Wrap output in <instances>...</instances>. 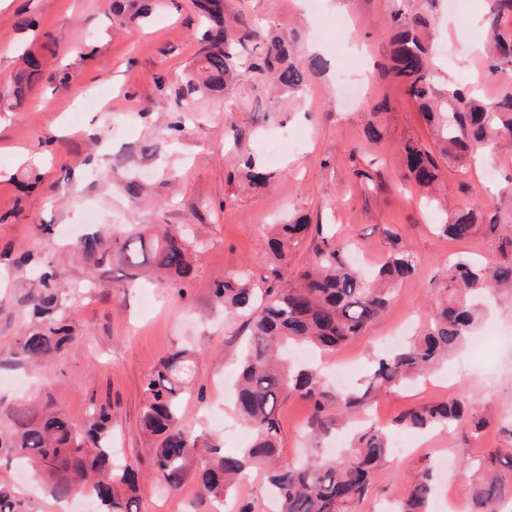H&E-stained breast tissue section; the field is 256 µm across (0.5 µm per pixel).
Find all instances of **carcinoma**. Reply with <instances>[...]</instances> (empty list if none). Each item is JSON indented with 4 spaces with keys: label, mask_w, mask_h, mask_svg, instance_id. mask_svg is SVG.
Listing matches in <instances>:
<instances>
[{
    "label": "carcinoma",
    "mask_w": 512,
    "mask_h": 512,
    "mask_svg": "<svg viewBox=\"0 0 512 512\" xmlns=\"http://www.w3.org/2000/svg\"><path fill=\"white\" fill-rule=\"evenodd\" d=\"M197 7L207 26L200 32L202 52L186 74L187 85L196 93L223 96L246 71L265 78L275 92H298L326 69L319 55L303 62L295 59L288 35L279 32L264 35L260 51L244 56V38L224 20V0H198ZM152 10L153 0H113L112 15L121 27L127 15L147 18ZM389 25L392 49L387 70L435 132L436 149L409 139L399 144L398 151L405 177L437 205L442 186L438 159L469 160L498 137L511 136L512 92L489 102L459 89L438 98L429 72L430 15L420 7L396 10ZM492 30L486 58L489 73L494 74L512 65V34L499 32L495 19ZM22 61L10 91L0 96L1 112L22 109L41 78L36 53L24 52ZM499 227L493 219L482 224L472 210L449 213L435 225L439 235L454 240H468L483 228L494 232ZM309 229L304 216L273 225L267 287H253L248 274L237 270L225 274L213 289L225 318L241 321L247 332L235 399L236 412L252 436L247 447L226 453L184 423L180 407L195 371L196 350L178 347L143 376L141 428L153 441L150 474L166 490H177L193 472L202 497L218 502L250 469L262 467L266 494L279 502V512H358L390 455L388 428L372 422L357 429L338 457H327L315 448L302 464H281L280 401L292 395L304 401L310 429L323 439L355 409L447 362L478 329L489 298L512 297V259L484 265L469 257L456 258L431 298V311L419 333L403 348L378 357L358 389L341 391L327 384L314 366L291 368L288 347L335 351L362 337L391 305L397 288L416 274V261L402 235L392 232L384 262L363 271L349 262L345 242L328 235L315 244L309 264L290 272V254ZM191 248L182 228L161 224L151 237L141 231L123 237L93 235L83 241L81 253L94 267L101 266L108 254L115 255L129 269L131 282L152 270L162 284L176 287L182 298L191 270ZM24 304L34 322L17 336L13 356L20 364L43 367L67 353L75 338L69 290L62 287L57 271L48 267ZM490 419L485 410L452 397L409 408L396 424L416 432L465 428L477 438ZM111 425L110 406L93 408L81 424L49 406L37 417L19 412L10 425L0 427V457L39 474L59 502L85 492L96 499L98 512H134L139 464L114 462ZM464 465L472 480L469 512H505V506L512 507V452L489 448L467 456ZM435 489L430 466L405 476L395 512H429ZM0 512H26L25 503L2 480Z\"/></svg>",
    "instance_id": "obj_1"
}]
</instances>
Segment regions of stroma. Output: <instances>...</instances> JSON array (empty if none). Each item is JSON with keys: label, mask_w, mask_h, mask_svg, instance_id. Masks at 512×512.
I'll return each instance as SVG.
<instances>
[{"label": "stroma", "mask_w": 512, "mask_h": 512, "mask_svg": "<svg viewBox=\"0 0 512 512\" xmlns=\"http://www.w3.org/2000/svg\"><path fill=\"white\" fill-rule=\"evenodd\" d=\"M492 0H467L464 14L449 0L427 7L429 37L439 59L431 70L437 92L474 88L487 100L512 89V66L485 68ZM401 0H224L240 29L272 26L288 32L297 56L316 52L328 70L298 96L275 95L248 74L228 94L191 92L184 75L201 52L195 0H156L150 19L130 17L111 27L112 0H0V92L7 90L22 50L39 52L44 76L18 112H0V423L18 410L51 405L77 422L92 403H111L112 446L119 458L147 460L150 443L140 429L141 380L181 345L199 353L182 412L198 431L238 450L245 425L233 401L243 334L226 321L213 288L227 272L247 267L263 283L270 267V227L294 214L308 216L309 235L290 264L303 266L320 235L334 234L353 249L357 266L377 264L389 232L405 237L417 271L397 290L388 310L360 340L324 357L328 372L345 364L351 384L365 375L378 341L393 328L410 334L424 320L431 284L455 257L500 260L497 237L468 241L436 235L434 216L403 179L399 143L433 144L430 129L404 87L383 70L391 50L387 18ZM379 121L384 141L367 147L364 128ZM293 144L268 164L270 182L249 187L243 159L266 162L265 145ZM492 170L494 180L480 176ZM448 206L512 221V136L496 140L485 156L462 166L443 163ZM140 186L131 196L127 181ZM186 228L193 254L188 296L170 288L126 283V270L109 263L88 287V266L77 254L80 237L107 226ZM58 269L80 288L72 299L77 340L69 353L42 369L13 358L29 315L20 300L33 279L15 257ZM504 339L484 348L467 345L446 366L381 396L370 418L388 424L404 409L459 394L490 407L493 425L475 439L462 430L440 431L430 443L411 434L417 452L389 458L360 512H382L405 474L445 459L433 512H466L471 494L462 459L486 448L512 451L496 421L512 412V302L493 303L485 319ZM308 407L298 398L280 407L281 460L300 459L313 441ZM138 512H212L195 476L167 493L143 479Z\"/></svg>", "instance_id": "1"}]
</instances>
